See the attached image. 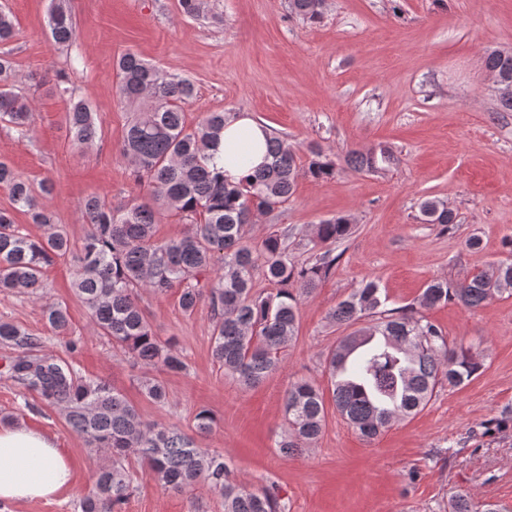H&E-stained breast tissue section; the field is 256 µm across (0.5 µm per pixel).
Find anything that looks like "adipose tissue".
Returning a JSON list of instances; mask_svg holds the SVG:
<instances>
[{
	"label": "adipose tissue",
	"instance_id": "obj_1",
	"mask_svg": "<svg viewBox=\"0 0 512 512\" xmlns=\"http://www.w3.org/2000/svg\"><path fill=\"white\" fill-rule=\"evenodd\" d=\"M264 127L248 114L228 121L220 154L235 181L266 161ZM72 483L69 461L55 443L22 424L0 427V501L25 504L55 496Z\"/></svg>",
	"mask_w": 512,
	"mask_h": 512
}]
</instances>
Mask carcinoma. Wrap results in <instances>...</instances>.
Segmentation results:
<instances>
[{"instance_id":"obj_1","label":"carcinoma","mask_w":512,"mask_h":512,"mask_svg":"<svg viewBox=\"0 0 512 512\" xmlns=\"http://www.w3.org/2000/svg\"><path fill=\"white\" fill-rule=\"evenodd\" d=\"M324 4L290 0L292 13L311 23L322 19ZM47 28L56 47L76 42L77 25L64 0L51 2ZM14 37L13 18L0 7V121L27 137L33 115L17 88L7 49ZM484 63L494 83L512 87V53L490 50ZM115 69L121 99L134 106L147 103L127 123L122 155L133 177L149 188L150 200L114 205L89 196L83 205L89 229L77 246L39 203L38 192H51L53 184L44 180L36 189L1 161L0 186L8 189L12 209H0V291L32 293L42 286L47 267L69 259L72 288L100 337L131 355L134 364L157 371L140 384L145 396L161 405L169 400L163 376L184 372L187 364L173 342L161 341L154 332L139 304V291L165 295L176 288L184 313L208 305L212 355L219 369L252 387L278 369L297 333L300 298L335 271L341 254L332 246L348 238L353 225L347 216L313 225L307 241L322 252L305 263L291 258L285 236L271 232L258 243L249 227L259 215L290 200L300 175L314 181L335 178L336 160L314 149L303 163L296 145L271 132L266 142L270 162L228 181L224 169L208 165L207 151L220 143L234 113L208 112L189 129L184 105L196 96L190 80L168 76L133 52L118 57ZM56 89L70 100L67 124L74 147L83 152L98 137L91 107L67 79H57ZM396 160L391 148L378 146L349 150L344 164L351 172H377ZM16 211L27 214L46 234L31 236L16 222ZM162 211L186 221L181 237L155 239ZM420 212L428 224L457 223L454 210L437 199L424 200ZM258 276L273 291H254ZM503 293L512 296V249L488 269L461 280H431L417 307L387 308L378 282L362 279L329 312L331 323L353 328L336 340L326 357L336 411L371 441L423 410L442 382L455 388L470 381L482 367L478 356L463 346L449 347L446 333L421 309L454 302L475 311ZM44 316L55 332L69 329V313L62 304H46ZM0 347L10 350L0 376L40 406L59 409L88 447L110 453L109 463L97 473L95 491L80 500L79 512H122L136 482L133 459L154 481L176 491L208 488L224 499V512H288L275 486L255 488L235 480L223 453L196 447L193 437L178 429L143 420L110 383L85 376L64 357L42 353L41 337L0 321ZM283 414L277 448L289 457L319 438L326 417L324 393L309 381L292 384L283 399ZM213 425L209 411L195 414L196 433L206 434Z\"/></svg>"}]
</instances>
